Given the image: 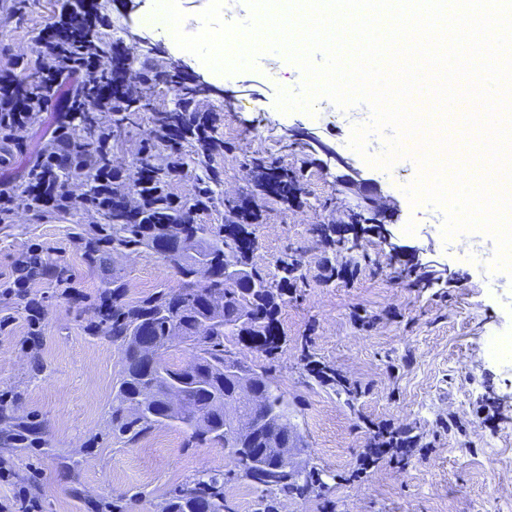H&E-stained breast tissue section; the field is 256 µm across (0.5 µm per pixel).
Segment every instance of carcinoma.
<instances>
[{"mask_svg":"<svg viewBox=\"0 0 512 512\" xmlns=\"http://www.w3.org/2000/svg\"><path fill=\"white\" fill-rule=\"evenodd\" d=\"M198 111L196 92L179 97L174 107L158 116L173 120L181 112ZM163 138L155 137L142 147L150 157L153 182L136 188L143 215L139 224L122 223L121 213L112 211L108 223L98 225L95 233L86 236L74 233L82 247L85 264L99 266L107 255L117 251L153 249V242L165 238L170 245L167 262L180 277V292L162 289L151 295L128 301L125 283L119 277L102 284L105 304L97 305V313L87 329L90 334L105 336L119 343L123 370L112 397L113 434L133 440L142 433L163 425L177 424L190 437L228 450L240 476L265 492L310 490L319 482L318 473L299 476L289 472L279 457L277 442L299 447L300 436L288 422V408L277 386L264 372L250 366L234 367V347L248 342L265 352L275 348L276 338L269 335L270 320L277 309L276 299L283 287H296L303 278L299 265L291 257L281 266L283 276L271 279L255 269H247L248 252L244 240L224 236L222 224H197L192 211H209L223 204L219 194L218 175L210 168L211 155L196 151L193 162L204 171L194 192L182 199L168 191L169 180L184 167L183 153L162 154ZM236 259L239 275L233 283L224 277V254ZM208 258L211 271L207 296L222 312L223 320L202 333L197 317L199 310L195 288L196 256ZM33 267L31 280L48 279L56 288H69L66 271L57 262L41 254L28 259L23 256L18 267ZM143 322L153 326L154 338L160 347H169L172 327L177 325L183 339L195 349L194 357L176 365L164 361L154 364L148 350L141 348L136 330ZM184 386L185 399L180 411L172 413L167 406V392L173 382ZM259 395V412L269 415L265 431L256 434L238 433L232 428L235 419L249 413L247 407L235 405L242 383ZM151 389L154 401L139 408L142 393ZM0 440L21 445L37 440L36 426L16 412L8 402L0 403ZM159 512H226L224 475L205 473L193 486L178 491L160 504Z\"/></svg>","mask_w":512,"mask_h":512,"instance_id":"carcinoma-1","label":"carcinoma"}]
</instances>
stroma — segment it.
Wrapping results in <instances>:
<instances>
[{"label": "stroma", "instance_id": "obj_1", "mask_svg": "<svg viewBox=\"0 0 512 512\" xmlns=\"http://www.w3.org/2000/svg\"><path fill=\"white\" fill-rule=\"evenodd\" d=\"M97 3L110 24L122 26L117 37L110 24L100 29L107 45L131 47L137 37L150 38L158 70L172 71L182 61L189 79L207 82L198 109L218 113L215 135L229 146L212 160L223 189L247 188L246 171L256 157L282 168L306 165L298 201L259 200L262 220L248 227L254 268L280 276L281 261L293 252L306 282L284 289L278 299L275 353L237 347L239 358L265 372L283 395L303 445L296 464L318 471L329 486L325 493L276 494L275 512H512V360L492 357L486 347L490 337L512 336V292L503 286L504 273L490 272L474 249L445 241L428 221L432 205L411 203L407 189L419 173L413 155L386 169L373 165L386 150V130L363 151L350 147L354 125L368 124L371 111L354 120L325 97L310 112L280 110L278 88L297 93L304 77L281 52L223 74L143 24L153 0ZM59 7L58 0H30L20 19L0 10V67L9 61L5 46L36 52L40 30ZM56 119L55 110L40 113L22 144L0 146L9 159L0 165V188L23 190ZM292 130L314 132L336 158L302 160L288 138ZM353 168L363 184L349 192L341 179ZM365 195L390 209L380 225L356 230L357 251L370 263L343 277L346 252L329 246L317 229L346 218ZM103 221L99 212L75 206L65 214H25L0 224V284L13 280L18 260L35 250L65 265L72 285L64 294L38 280L11 298L0 297V394L35 423L42 439L37 448L0 445L14 474L12 484L0 483V500L19 484L37 496L39 512H96L102 500L127 502L129 512H158L170 492L197 475L220 472L230 512H257L261 492L235 475L227 450L191 442L177 426L155 428L132 443L107 433L123 358L111 340L87 330L101 284L121 275L134 300L177 287L179 279L150 250L88 268L72 227ZM386 228L392 241L382 236ZM411 263L424 265L426 283L400 278ZM34 304L41 319L33 351L25 340ZM314 363L334 380L320 381L310 369ZM370 421L409 429L417 444L355 478L352 470L373 443Z\"/></svg>", "mask_w": 512, "mask_h": 512}]
</instances>
